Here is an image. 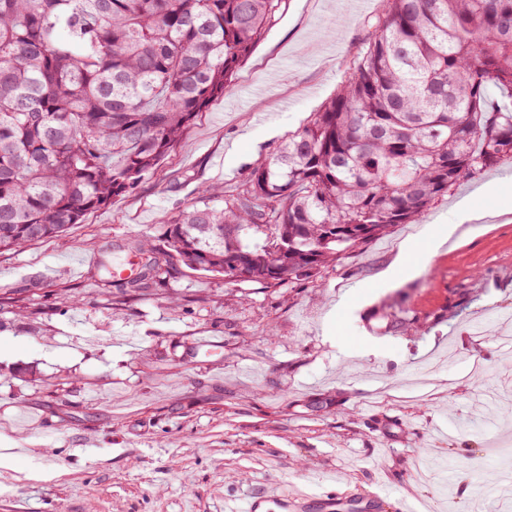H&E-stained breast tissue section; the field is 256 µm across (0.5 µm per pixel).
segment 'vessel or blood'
I'll list each match as a JSON object with an SVG mask.
<instances>
[{"instance_id": "obj_1", "label": "vessel or blood", "mask_w": 512, "mask_h": 512, "mask_svg": "<svg viewBox=\"0 0 512 512\" xmlns=\"http://www.w3.org/2000/svg\"><path fill=\"white\" fill-rule=\"evenodd\" d=\"M379 508L380 499L376 496L291 493L284 497L250 499L245 512H378Z\"/></svg>"}]
</instances>
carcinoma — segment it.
Wrapping results in <instances>:
<instances>
[{
  "label": "carcinoma",
  "instance_id": "1",
  "mask_svg": "<svg viewBox=\"0 0 512 512\" xmlns=\"http://www.w3.org/2000/svg\"><path fill=\"white\" fill-rule=\"evenodd\" d=\"M284 0H0V254L154 175L231 88ZM512 0H387L348 78L233 189L135 246L143 291L184 265L283 288L512 156Z\"/></svg>",
  "mask_w": 512,
  "mask_h": 512
}]
</instances>
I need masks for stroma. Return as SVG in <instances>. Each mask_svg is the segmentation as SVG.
I'll return each mask as SVG.
<instances>
[{
  "label": "stroma",
  "mask_w": 512,
  "mask_h": 512,
  "mask_svg": "<svg viewBox=\"0 0 512 512\" xmlns=\"http://www.w3.org/2000/svg\"><path fill=\"white\" fill-rule=\"evenodd\" d=\"M385 9L284 0L157 175L0 254V447L26 448L0 464V512H243L331 475L382 512H512V460L494 451L512 441V159L290 287L183 267L132 292L98 270L106 254L130 268L132 243L161 240L201 184L234 188L305 124ZM464 198L488 220L459 224ZM454 223L419 270L396 265L403 242ZM394 315L416 328L388 331Z\"/></svg>",
  "instance_id": "1"
}]
</instances>
